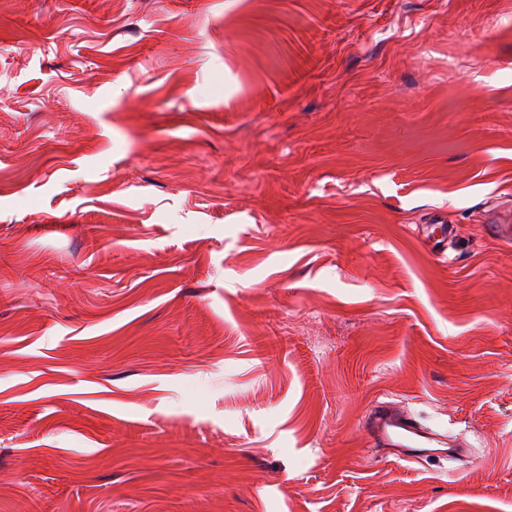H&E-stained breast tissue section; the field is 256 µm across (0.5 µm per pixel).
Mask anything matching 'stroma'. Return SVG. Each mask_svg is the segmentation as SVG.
Masks as SVG:
<instances>
[{"mask_svg": "<svg viewBox=\"0 0 512 512\" xmlns=\"http://www.w3.org/2000/svg\"><path fill=\"white\" fill-rule=\"evenodd\" d=\"M510 220L512 0H0V512H512ZM362 427L372 448H392L402 458H428L432 444L448 445L442 435L425 428L405 408L376 401L368 410Z\"/></svg>", "mask_w": 512, "mask_h": 512, "instance_id": "obj_1", "label": "stroma"}]
</instances>
